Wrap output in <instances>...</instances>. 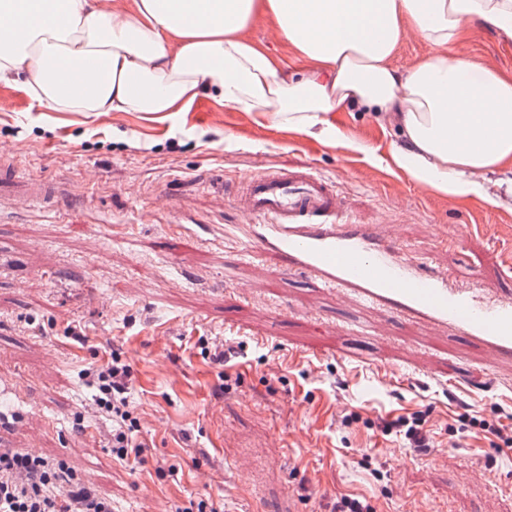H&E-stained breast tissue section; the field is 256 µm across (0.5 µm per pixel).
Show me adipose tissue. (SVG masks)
Segmentation results:
<instances>
[{"label": "adipose tissue", "mask_w": 512, "mask_h": 512, "mask_svg": "<svg viewBox=\"0 0 512 512\" xmlns=\"http://www.w3.org/2000/svg\"><path fill=\"white\" fill-rule=\"evenodd\" d=\"M309 63L295 76L243 36L257 13ZM481 22L512 40V0H0V80L46 112H181L200 93L327 146L332 113L374 112L414 181L512 206V78L443 47ZM438 51L406 71L407 31Z\"/></svg>", "instance_id": "obj_1"}]
</instances>
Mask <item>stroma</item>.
<instances>
[{
    "instance_id": "obj_1",
    "label": "stroma",
    "mask_w": 512,
    "mask_h": 512,
    "mask_svg": "<svg viewBox=\"0 0 512 512\" xmlns=\"http://www.w3.org/2000/svg\"><path fill=\"white\" fill-rule=\"evenodd\" d=\"M245 36L288 70L304 67L270 17ZM446 52L512 76V44L483 23ZM333 120L348 145L258 124L208 94L163 120L43 112L21 84L0 82V153L64 193L53 205L0 201V378L26 392L9 401L15 447L91 472L114 512L202 500L283 512L285 493L296 512H333L344 496L374 512H512V450L482 429L512 407V355L487 362L468 338L242 252L253 218L232 202L239 178L303 167L335 185L355 223L383 225L454 285L512 294L511 209L387 166L395 134L369 113ZM203 337L226 340L231 357L202 354ZM113 352L152 442L140 464L113 459L79 378ZM79 414L88 433L72 428ZM415 414L429 449L384 430Z\"/></svg>"
}]
</instances>
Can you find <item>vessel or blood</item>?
Masks as SVG:
<instances>
[{
  "instance_id": "vessel-or-blood-1",
  "label": "vessel or blood",
  "mask_w": 512,
  "mask_h": 512,
  "mask_svg": "<svg viewBox=\"0 0 512 512\" xmlns=\"http://www.w3.org/2000/svg\"><path fill=\"white\" fill-rule=\"evenodd\" d=\"M241 185L237 205L256 219L246 251L275 255L286 275L451 329L478 342L489 359L512 355L511 297L487 299L449 287L425 262L385 243L377 227L354 224L330 182L282 169L251 174ZM0 196L42 204L60 193L55 183L25 177L0 157Z\"/></svg>"
}]
</instances>
